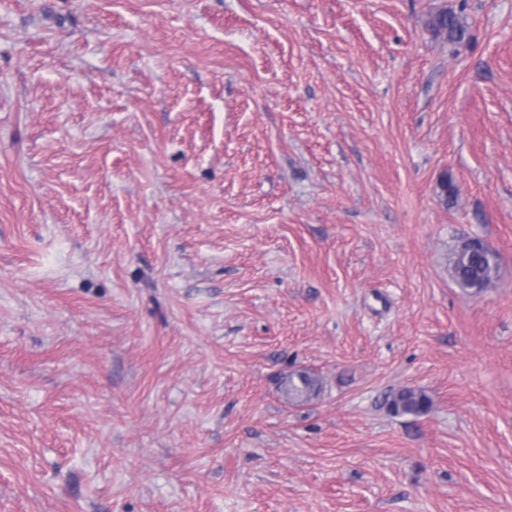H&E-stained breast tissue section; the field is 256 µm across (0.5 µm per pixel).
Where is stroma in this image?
I'll return each mask as SVG.
<instances>
[{"mask_svg": "<svg viewBox=\"0 0 512 512\" xmlns=\"http://www.w3.org/2000/svg\"><path fill=\"white\" fill-rule=\"evenodd\" d=\"M0 512H512V0H0ZM459 13L443 9L428 20V26L437 38H442L451 44H464L472 39L470 26ZM452 278L463 290L481 294L493 288L498 277V255L492 250H477L463 243L450 259ZM320 390V382L308 372L292 374L284 381L283 392L289 399L307 400ZM388 404L395 414L420 415L427 411L429 400L422 391L407 388L393 394Z\"/></svg>", "mask_w": 512, "mask_h": 512, "instance_id": "obj_1", "label": "stroma"}]
</instances>
